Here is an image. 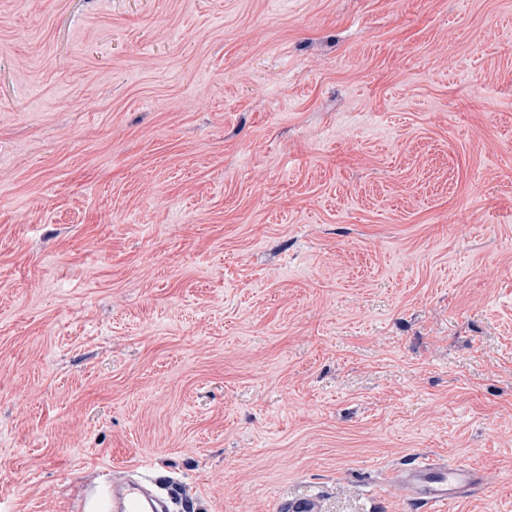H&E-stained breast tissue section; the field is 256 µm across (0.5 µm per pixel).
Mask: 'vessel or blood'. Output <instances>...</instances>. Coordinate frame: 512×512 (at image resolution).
Wrapping results in <instances>:
<instances>
[{"label": "vessel or blood", "mask_w": 512, "mask_h": 512, "mask_svg": "<svg viewBox=\"0 0 512 512\" xmlns=\"http://www.w3.org/2000/svg\"><path fill=\"white\" fill-rule=\"evenodd\" d=\"M392 480L408 499L424 506L427 512H445L448 504L482 483L479 471L471 466L451 467L429 458L396 473ZM81 508L83 512H166L165 506L144 487H128L120 482L108 489L91 490Z\"/></svg>", "instance_id": "b4317fda"}]
</instances>
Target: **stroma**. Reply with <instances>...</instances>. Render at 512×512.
<instances>
[{
	"mask_svg": "<svg viewBox=\"0 0 512 512\" xmlns=\"http://www.w3.org/2000/svg\"><path fill=\"white\" fill-rule=\"evenodd\" d=\"M512 512V0H0V512ZM392 481L406 497L430 512H441L448 504L465 497L482 483L478 470L469 465L448 467L434 459H423L398 472ZM79 510L87 512H166V507L142 486L113 482L112 491L98 487L89 492Z\"/></svg>",
	"mask_w": 512,
	"mask_h": 512,
	"instance_id": "1",
	"label": "stroma"
}]
</instances>
